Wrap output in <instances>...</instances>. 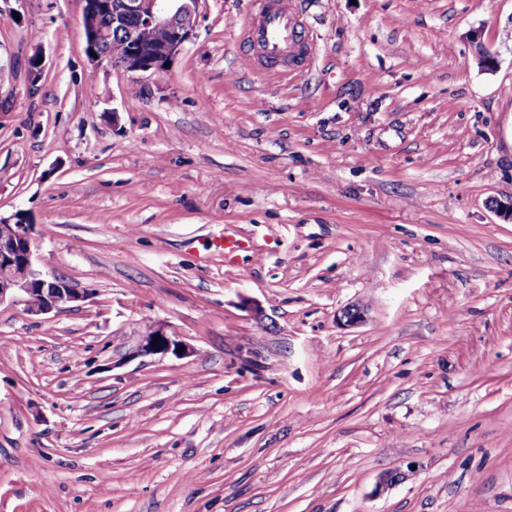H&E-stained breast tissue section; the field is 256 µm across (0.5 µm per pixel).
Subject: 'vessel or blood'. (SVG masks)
Masks as SVG:
<instances>
[{
  "instance_id": "obj_1",
  "label": "vessel or blood",
  "mask_w": 512,
  "mask_h": 512,
  "mask_svg": "<svg viewBox=\"0 0 512 512\" xmlns=\"http://www.w3.org/2000/svg\"><path fill=\"white\" fill-rule=\"evenodd\" d=\"M255 3L257 12L243 27L241 36L258 49V55L252 61L254 67L277 77L283 76L281 64L298 47L302 22L282 0H255Z\"/></svg>"
}]
</instances>
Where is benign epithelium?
Returning a JSON list of instances; mask_svg holds the SVG:
<instances>
[{"instance_id": "7a95c632", "label": "benign epithelium", "mask_w": 512, "mask_h": 512, "mask_svg": "<svg viewBox=\"0 0 512 512\" xmlns=\"http://www.w3.org/2000/svg\"><path fill=\"white\" fill-rule=\"evenodd\" d=\"M201 0H86V40H108L112 31L131 45L127 54L109 57L99 52L93 59L127 73H156L177 55L195 31ZM112 14V27L99 24L102 13ZM38 243L33 225L0 219V305L21 307L26 315H43L84 300L66 281L47 275L38 265ZM179 341L161 326L141 336L142 355L176 350Z\"/></svg>"}]
</instances>
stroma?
<instances>
[{"label":"stroma","mask_w":512,"mask_h":512,"mask_svg":"<svg viewBox=\"0 0 512 512\" xmlns=\"http://www.w3.org/2000/svg\"><path fill=\"white\" fill-rule=\"evenodd\" d=\"M298 2L276 79L252 0L155 74L0 0V217L86 295L0 305V512H512V0ZM155 336H159V339L152 345ZM179 346V341L168 335L163 327L154 325L141 337L138 351L141 355L165 354L172 349L177 351Z\"/></svg>","instance_id":"1"}]
</instances>
